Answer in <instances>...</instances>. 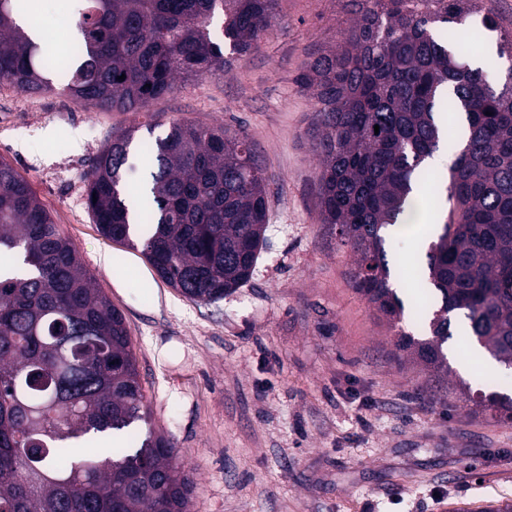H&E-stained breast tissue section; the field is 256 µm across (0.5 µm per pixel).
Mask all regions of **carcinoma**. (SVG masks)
Segmentation results:
<instances>
[{
  "mask_svg": "<svg viewBox=\"0 0 512 512\" xmlns=\"http://www.w3.org/2000/svg\"><path fill=\"white\" fill-rule=\"evenodd\" d=\"M74 69L53 61L20 25L25 0H0V85L59 91L100 110L136 112L176 77L229 65L222 42L244 55L276 19L278 0H83ZM354 23L298 81L318 112L321 223L354 256L356 290L396 327L404 306L392 288L386 229L406 221L439 148L441 108L465 114L464 144L438 196L434 238L423 244L419 284L440 306L416 312L428 331L397 332L396 349L433 375L448 372L452 318L466 346L512 364V84L497 90L481 67L460 61L470 20L495 31L474 0H349ZM222 37L213 35L217 13ZM69 79L57 87L46 72ZM126 75L122 81L118 76ZM380 133H375L374 126ZM134 130L112 137L90 163L88 206L101 233L132 242L184 296L212 302L254 271L264 242V173L240 131L176 121L144 140L136 207L123 194ZM26 272L0 276V512H189L193 480L178 470L171 438L149 433L124 317L77 260L28 181L0 157V256ZM474 406L512 422V395L476 393ZM102 438L128 448L88 452Z\"/></svg>",
  "mask_w": 512,
  "mask_h": 512,
  "instance_id": "cac0c4a2",
  "label": "carcinoma"
}]
</instances>
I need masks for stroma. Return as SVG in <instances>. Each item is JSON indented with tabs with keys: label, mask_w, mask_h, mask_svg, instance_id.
I'll return each instance as SVG.
<instances>
[{
	"label": "stroma",
	"mask_w": 512,
	"mask_h": 512,
	"mask_svg": "<svg viewBox=\"0 0 512 512\" xmlns=\"http://www.w3.org/2000/svg\"><path fill=\"white\" fill-rule=\"evenodd\" d=\"M65 54L78 16L37 11ZM353 23L348 0H278L259 49L229 71L177 80L148 112H101L60 93L0 86V157L74 242L85 272L123 312L150 409L137 431L167 433L194 481L191 512H483L512 503V422L479 412L475 368L448 349L446 392L399 362L395 329L352 283L353 259L317 208V114L296 83ZM191 120L243 130L264 170L269 222L252 278L210 304L164 283L141 246L101 235L89 161L113 135ZM393 238L406 332L421 261Z\"/></svg>",
	"instance_id": "1"
}]
</instances>
